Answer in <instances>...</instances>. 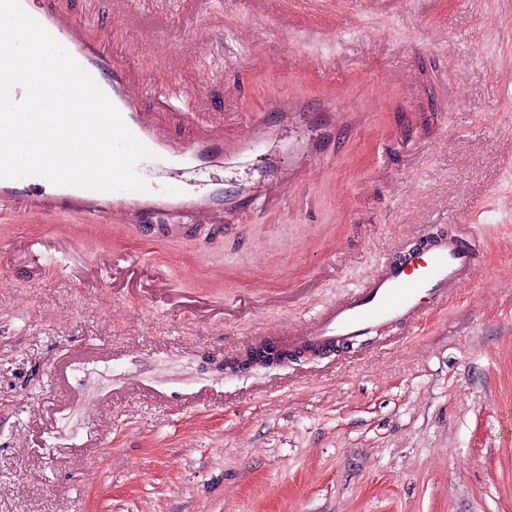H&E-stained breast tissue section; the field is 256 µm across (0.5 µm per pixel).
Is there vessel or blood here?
<instances>
[{
  "label": "vessel or blood",
  "instance_id": "obj_1",
  "mask_svg": "<svg viewBox=\"0 0 512 512\" xmlns=\"http://www.w3.org/2000/svg\"><path fill=\"white\" fill-rule=\"evenodd\" d=\"M35 18L71 56L88 71L122 115L130 131L151 151L152 162H140L142 178L170 182L172 205L193 212L216 207L231 211L234 197L225 195L222 183L197 187L194 178L246 157L263 127L257 115L226 123L220 112H187L181 94L171 84L154 88L131 83L128 72L135 55L115 52L108 31L84 15L59 7L57 0H42L32 7L21 0ZM270 111L290 121L304 113L292 97L274 98ZM42 178L0 179V202L10 203L36 222L74 211L86 217L106 215L108 222H134L154 211L152 202L133 191L97 192L56 186L43 191ZM481 236L474 225L450 233L425 228L397 248L398 258L383 259L361 283L335 302L323 306L298 325H283L266 336L281 347L321 353L349 345L358 338L415 323L427 303H447L469 283L483 263Z\"/></svg>",
  "mask_w": 512,
  "mask_h": 512
}]
</instances>
